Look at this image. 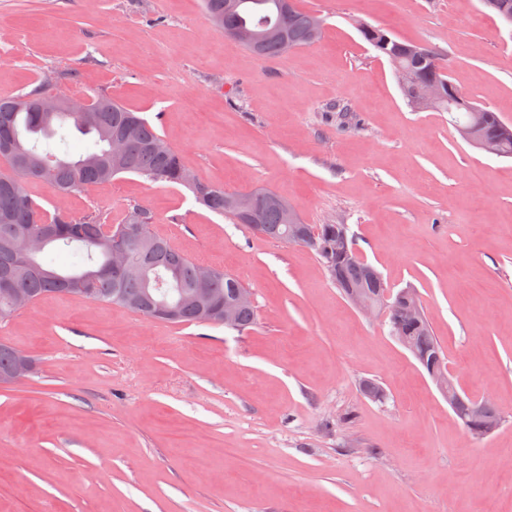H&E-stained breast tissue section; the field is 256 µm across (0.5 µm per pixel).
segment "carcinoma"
Segmentation results:
<instances>
[{
    "mask_svg": "<svg viewBox=\"0 0 512 512\" xmlns=\"http://www.w3.org/2000/svg\"><path fill=\"white\" fill-rule=\"evenodd\" d=\"M316 14L299 6L298 0H240L237 10L224 15L223 33L235 39V33L265 28L271 34L251 53L265 61L282 55L279 33H284L296 48L315 43L313 20ZM364 40L377 56H395L399 63L413 68L420 82H447V67L435 51L421 43L399 38L391 31L373 25L361 29ZM465 102L446 100L436 107L446 112L457 127L472 126L475 135L490 143L498 157H512V125L488 109L466 107L467 96L455 91ZM19 97H0V160L6 169L0 170V275L10 278V287L27 294L32 301L48 294L73 295L96 303L125 307L142 317L162 322L158 304L171 292L182 300L179 324L222 326L224 298L229 296L236 282L224 276V270L213 268V277L205 284L209 292V313L203 315L189 293L199 287L198 271L201 264L190 259L170 241L153 230L155 216L144 206H136L123 221L136 227L140 242L129 247L130 257L146 269V276L122 277L112 274L108 267L112 251V231L119 225L101 211L51 214L25 190L24 183L34 179L48 185L55 196L73 195L89 188L109 183L121 174H135L153 183L185 185L187 168L179 152L168 145L154 126L144 117L129 109L110 95L94 97V111L79 115L61 109L47 114L34 107H18ZM135 122L134 133L127 139L122 165L112 160V135L125 131ZM73 124L77 132L90 137L85 153L73 158L68 152L66 127ZM188 190L195 201L207 210L233 216L226 206L230 193L219 184L198 182ZM258 223L268 239L291 242L280 210L265 204ZM53 227L50 242L31 255L15 251L17 233L39 234L45 225ZM317 243L306 248L313 251L339 291L346 285L366 279L369 264L361 259H339L336 247L342 226L319 225ZM52 250H67L73 262L64 271L48 257ZM390 332L422 366L428 376L448 367L447 355L434 336L426 315L415 320L394 312L387 315ZM482 410L483 418L500 420L502 413L492 401L475 406L467 396L457 401L454 412L463 428L472 437L479 432L470 419L475 409Z\"/></svg>",
    "mask_w": 512,
    "mask_h": 512,
    "instance_id": "carcinoma-1",
    "label": "carcinoma"
}]
</instances>
